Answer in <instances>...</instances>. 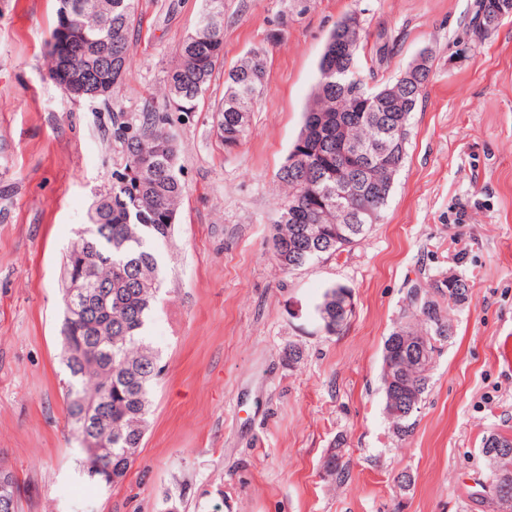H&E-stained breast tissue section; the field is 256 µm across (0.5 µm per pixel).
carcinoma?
Wrapping results in <instances>:
<instances>
[{"label": "carcinoma", "instance_id": "obj_1", "mask_svg": "<svg viewBox=\"0 0 512 512\" xmlns=\"http://www.w3.org/2000/svg\"><path fill=\"white\" fill-rule=\"evenodd\" d=\"M76 22L66 24L61 15L46 41L48 72L63 65L56 49L65 40H76L88 55L75 61L91 85L112 83L117 88L131 66L129 39L136 0H70ZM500 0H479L476 27H483ZM224 0H205L197 28L177 49L178 63L169 72L167 88L184 112L191 111L206 91L224 55L221 30ZM330 33L318 66L303 127L280 167L277 180L283 197L278 219L272 226L271 250L283 271L299 269L315 260L340 255L363 241L381 218L394 181L369 183L365 173L374 155L399 172L407 156L409 118L429 80L424 74L404 86L400 99L390 90L403 77L369 87L358 62L361 37L348 42L347 51L336 50ZM112 54V70L99 66L103 54ZM267 61L262 48L251 50L224 77V100L216 108L224 142H239L249 129L238 114L251 111L255 98L266 86ZM114 137L123 148L126 163L116 174L112 190L101 196L91 214V223L78 236L87 258L85 296L71 297L74 278L71 258L65 264L64 364L67 370L66 413L77 441H82L85 420L98 423L110 434L99 456L104 466L127 474L141 447L149 414V395L163 367L143 335L159 290V264L153 244L171 236L173 219L186 193L177 171V147L165 130L164 120L152 112L137 123L117 124ZM339 175L349 186L347 212L333 215V223L320 224L318 216L331 198ZM341 285L325 290L316 306L326 333L336 334V307ZM470 296V286L459 277H448L435 286V295L416 288L404 321L384 342L383 363L405 366L390 379L382 372L385 413L392 434L399 440L415 430V414L430 386L433 357L415 361L399 346H389L397 332L416 335L429 329L432 336L448 340L453 326L447 307L458 297ZM418 401L410 408L408 401ZM82 471L88 482L110 488L104 470L86 465V448H79ZM482 455L488 478L512 483V455H502L482 439Z\"/></svg>", "mask_w": 512, "mask_h": 512}]
</instances>
